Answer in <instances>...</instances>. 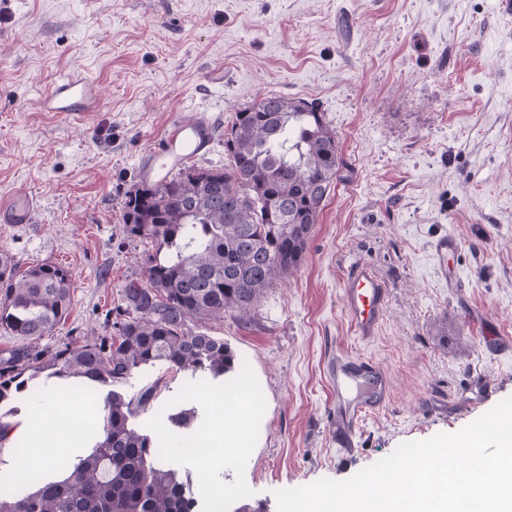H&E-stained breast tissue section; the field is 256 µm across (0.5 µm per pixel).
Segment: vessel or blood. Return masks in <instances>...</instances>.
<instances>
[{
  "instance_id": "b4317fda",
  "label": "vessel or blood",
  "mask_w": 512,
  "mask_h": 512,
  "mask_svg": "<svg viewBox=\"0 0 512 512\" xmlns=\"http://www.w3.org/2000/svg\"><path fill=\"white\" fill-rule=\"evenodd\" d=\"M100 103L101 90L96 80L85 74L63 73L41 98L40 109L79 120L84 113L95 111ZM213 140L214 128L205 114L181 112L171 124L159 158L142 159V174L146 180L162 181L193 157L208 152ZM36 204L32 195H15L0 204V222L28 223ZM387 301L388 288L384 281L367 263L352 262L344 283L342 303L358 338L367 341L376 335ZM326 375L332 387L331 404L336 410L331 430L336 435L337 445L348 446L362 414L389 402V376L376 361L342 351L328 357Z\"/></svg>"
}]
</instances>
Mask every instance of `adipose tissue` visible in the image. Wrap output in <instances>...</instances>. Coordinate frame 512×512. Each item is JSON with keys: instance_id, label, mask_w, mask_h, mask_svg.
I'll use <instances>...</instances> for the list:
<instances>
[{"instance_id": "ef3b65f1", "label": "adipose tissue", "mask_w": 512, "mask_h": 512, "mask_svg": "<svg viewBox=\"0 0 512 512\" xmlns=\"http://www.w3.org/2000/svg\"><path fill=\"white\" fill-rule=\"evenodd\" d=\"M69 407L59 395H50L32 409L23 424L0 440L1 446L11 449L16 471L37 481L46 470L72 462L69 436L74 425L66 417Z\"/></svg>"}]
</instances>
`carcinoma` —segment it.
Listing matches in <instances>:
<instances>
[{
  "label": "carcinoma",
  "instance_id": "cac0c4a2",
  "mask_svg": "<svg viewBox=\"0 0 512 512\" xmlns=\"http://www.w3.org/2000/svg\"><path fill=\"white\" fill-rule=\"evenodd\" d=\"M224 152L222 167L188 163L126 197L129 238L151 242L155 255L146 266L150 287L126 291L135 316L116 339L34 347L68 312L70 272L50 263L22 268L0 250V331L32 342L0 352V402L47 370L80 379L90 394L157 361L215 377L236 369L235 352L188 321L248 316L277 278L298 268L342 158L322 113L280 96L236 111ZM151 398L110 393L103 438L91 452L34 491H0V512H194L189 482L165 466L172 447L132 424Z\"/></svg>",
  "mask_w": 512,
  "mask_h": 512
}]
</instances>
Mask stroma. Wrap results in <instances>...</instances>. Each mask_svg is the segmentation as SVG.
Here are the masks:
<instances>
[{"instance_id":"35a3bbf8","label":"stroma","mask_w":512,"mask_h":512,"mask_svg":"<svg viewBox=\"0 0 512 512\" xmlns=\"http://www.w3.org/2000/svg\"><path fill=\"white\" fill-rule=\"evenodd\" d=\"M218 66L220 88L207 81ZM71 71L102 95L78 122L39 108ZM266 94L314 103L341 148L302 263L249 318L190 320L244 370L216 378L159 361L117 389H153L135 423L166 440L182 409L195 411L194 434L251 409L244 456L205 473L179 455L168 465L199 504L207 484L277 512L276 490L349 479L512 397V349L498 346L512 340V0H0V201H38L29 223H0V250L24 267L65 266L73 282L39 348L127 320L126 289L145 283L153 247L130 241L123 203L176 114L209 116L214 143L194 163L221 167L234 112ZM450 236L458 249L443 267L435 246ZM357 259L390 290L367 342L342 305ZM339 349L379 362L392 383L345 452L328 431L325 360ZM479 381L490 393L475 404Z\"/></svg>"}]
</instances>
